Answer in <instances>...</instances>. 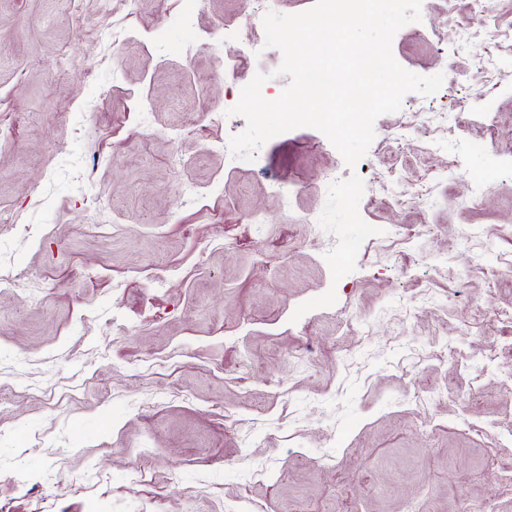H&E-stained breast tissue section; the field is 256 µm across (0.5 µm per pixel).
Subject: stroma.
<instances>
[{
    "instance_id": "1",
    "label": "stroma",
    "mask_w": 512,
    "mask_h": 512,
    "mask_svg": "<svg viewBox=\"0 0 512 512\" xmlns=\"http://www.w3.org/2000/svg\"><path fill=\"white\" fill-rule=\"evenodd\" d=\"M444 7L392 52L455 81L352 169L309 127L226 163L289 82L246 0H0V512H512V45ZM329 171L381 230L337 281Z\"/></svg>"
}]
</instances>
